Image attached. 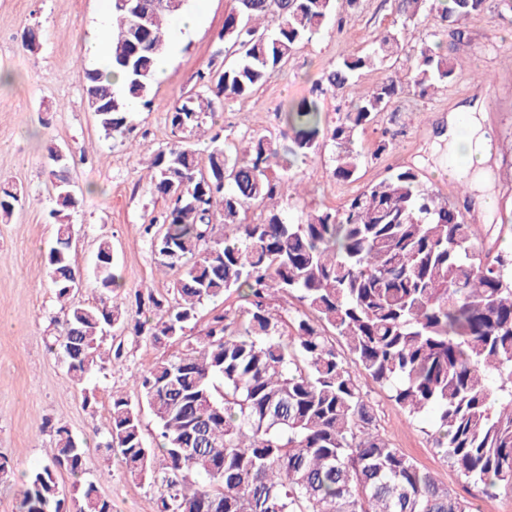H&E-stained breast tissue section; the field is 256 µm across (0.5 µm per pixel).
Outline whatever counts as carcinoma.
Masks as SVG:
<instances>
[{
	"mask_svg": "<svg viewBox=\"0 0 512 512\" xmlns=\"http://www.w3.org/2000/svg\"><path fill=\"white\" fill-rule=\"evenodd\" d=\"M187 0H112L110 67L85 71L84 96L108 136L134 129L131 106L151 105L156 62L167 50L165 19ZM359 0H234L216 40L224 68L200 72L197 90L167 113L170 138L151 161V190L166 208L144 231L158 270L173 274L172 298L148 296L158 318L142 319L112 300V242L96 255L95 302L69 306L53 346L76 384L119 362L107 335L132 328L153 342L178 340L207 302L245 292L246 306L212 318L177 354L136 379L138 400L112 396L105 447L130 477L160 484L158 512H469L466 502L420 469L376 425L357 383L362 373L387 387L409 418L431 410L437 452L467 482L512 494V255L483 243L460 211L397 167L339 209L294 220L278 209L288 171L328 146L333 174L355 181L358 134L402 95H419L454 75L457 59L438 44L408 50L396 29L375 36L362 55L344 58L317 86L325 96L363 69L403 60L407 80L383 81L328 126L315 98L278 113L279 143L251 134L241 157L221 134L202 162L192 139L217 107L251 96L275 76L327 19ZM402 23L440 14L457 25L486 0H395ZM57 226L47 268L57 299L83 275L72 255L79 197L71 156L49 149ZM23 192L0 181V219ZM253 207L263 209L256 222ZM222 221H217V218ZM299 295L308 311L284 318L270 301ZM344 340L347 353L332 337ZM147 406L157 447L141 433ZM162 457L163 467L154 466ZM88 449L67 427L53 430L47 462L31 472L19 512H112L92 481L66 499L64 470L79 478Z\"/></svg>",
	"mask_w": 512,
	"mask_h": 512,
	"instance_id": "obj_1",
	"label": "carcinoma"
}]
</instances>
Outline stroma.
Masks as SVG:
<instances>
[{"instance_id": "obj_1", "label": "stroma", "mask_w": 512, "mask_h": 512, "mask_svg": "<svg viewBox=\"0 0 512 512\" xmlns=\"http://www.w3.org/2000/svg\"><path fill=\"white\" fill-rule=\"evenodd\" d=\"M232 0H187L186 8L202 13L196 31L183 39L169 60L165 79L157 81L150 108H137L136 133L127 138L106 136L83 97L87 46L104 13L103 0H0V180L17 185L25 195L9 222H0V455L13 470L0 477V512H17L23 489L21 473L43 465L53 427L66 426L86 440V480L111 500L112 512H156L161 488L151 480L127 476L104 442L113 395L133 394L132 380L159 358L180 349V342L154 343L127 329L113 333L121 347V365L72 385L66 369L48 349L65 311L46 274L45 259L54 238L47 212L53 193L47 148L57 145L71 154V176L80 197L72 217L73 255L85 271L84 284L73 303L93 302L97 295L94 260L101 239L112 242L119 285L114 298L136 311L137 297L167 295L172 277L156 271L143 225L165 206L150 191L149 157L168 140L166 114L195 85L198 71L223 68L215 34ZM38 28L41 45L31 52L22 40ZM397 27L407 48L440 43L458 65L448 83L425 96H403L381 113L377 123L360 134L364 154L359 178L336 181L331 151L298 162L290 175L297 195L282 206L296 217L318 209H337L367 184L400 166L418 171L421 181L438 190L462 212L467 223L512 250V17L498 18L496 0L471 15L454 36L438 15L403 24L393 0H361L356 13L344 15L299 46L282 70L253 96L220 109L214 124L194 138L200 156H208L216 128L238 143L244 130L278 134L283 105L309 97L326 70L347 55L363 52L371 40ZM405 81L403 64L362 72L353 86L323 98L328 124H335L352 98L367 94L381 81ZM479 112L492 141L488 194L460 192L448 178V137L451 120ZM395 139L388 153L374 150L384 133ZM358 383L372 402L379 430L422 469L430 471L450 492L464 496L470 512H512V496L489 495L467 485L432 446L431 418H408L388 389L362 375Z\"/></svg>"}]
</instances>
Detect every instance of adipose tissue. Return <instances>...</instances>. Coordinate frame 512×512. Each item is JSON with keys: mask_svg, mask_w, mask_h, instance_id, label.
Instances as JSON below:
<instances>
[{"mask_svg": "<svg viewBox=\"0 0 512 512\" xmlns=\"http://www.w3.org/2000/svg\"><path fill=\"white\" fill-rule=\"evenodd\" d=\"M490 158V139L476 113H466L460 128L448 131V169L472 172L481 179Z\"/></svg>", "mask_w": 512, "mask_h": 512, "instance_id": "1", "label": "adipose tissue"}]
</instances>
